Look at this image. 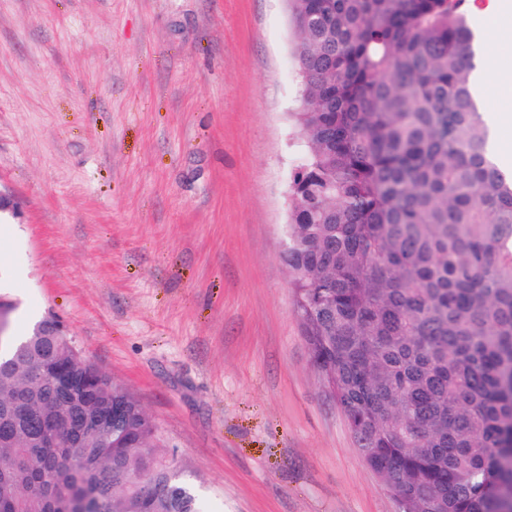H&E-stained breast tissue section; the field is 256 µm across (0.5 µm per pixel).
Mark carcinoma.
Wrapping results in <instances>:
<instances>
[{
  "label": "carcinoma",
  "mask_w": 512,
  "mask_h": 512,
  "mask_svg": "<svg viewBox=\"0 0 512 512\" xmlns=\"http://www.w3.org/2000/svg\"><path fill=\"white\" fill-rule=\"evenodd\" d=\"M305 147L288 265L302 336L405 512L512 485V172L465 0H287ZM43 320L0 340V512H202L122 384Z\"/></svg>",
  "instance_id": "1"
}]
</instances>
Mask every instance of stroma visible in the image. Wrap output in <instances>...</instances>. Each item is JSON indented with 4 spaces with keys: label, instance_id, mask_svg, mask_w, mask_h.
I'll use <instances>...</instances> for the list:
<instances>
[{
    "label": "stroma",
    "instance_id": "stroma-1",
    "mask_svg": "<svg viewBox=\"0 0 512 512\" xmlns=\"http://www.w3.org/2000/svg\"><path fill=\"white\" fill-rule=\"evenodd\" d=\"M296 44L285 0H0V292L136 396L204 512H397L281 259Z\"/></svg>",
    "mask_w": 512,
    "mask_h": 512
}]
</instances>
